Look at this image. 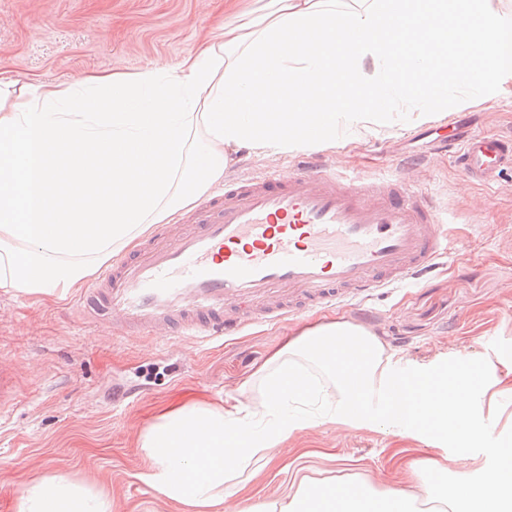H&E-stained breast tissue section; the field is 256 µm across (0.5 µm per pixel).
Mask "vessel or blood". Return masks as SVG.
<instances>
[{
  "instance_id": "obj_1",
  "label": "vessel or blood",
  "mask_w": 512,
  "mask_h": 512,
  "mask_svg": "<svg viewBox=\"0 0 512 512\" xmlns=\"http://www.w3.org/2000/svg\"><path fill=\"white\" fill-rule=\"evenodd\" d=\"M442 152L471 179L512 169V136L469 131ZM457 250L432 197L404 178H341L319 155L281 178L226 180L182 223L88 282L82 319L121 335L211 343L258 321L367 298L435 269Z\"/></svg>"
}]
</instances>
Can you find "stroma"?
Masks as SVG:
<instances>
[{
	"label": "stroma",
	"mask_w": 512,
	"mask_h": 512,
	"mask_svg": "<svg viewBox=\"0 0 512 512\" xmlns=\"http://www.w3.org/2000/svg\"><path fill=\"white\" fill-rule=\"evenodd\" d=\"M252 2L0 0V70L54 83L99 71L136 74L159 61L174 65ZM409 114L399 108L372 134L340 132L321 155L337 171L402 176L433 196L459 250L425 279L285 325H251L205 348L153 335L123 340L106 322L87 326L77 289L40 303L0 288V368L12 373L17 390L13 409L0 414V512H16L24 487L51 475L108 493L112 512H181L139 478L143 435L187 405L216 409L230 398L260 407L266 388L259 371L272 354L303 329L334 321L375 333L389 349L392 374L474 370L471 409L493 425L496 447L512 448V398H492L500 384H512V170L486 187L453 158L429 150L431 140L470 129L512 134V91L483 100L462 85L449 95L442 119L419 123ZM298 159L295 152L258 156L242 148L224 174L274 170L285 178ZM136 385L147 388L140 399L113 405L114 388ZM288 426L287 441L235 502L275 501L304 475L355 476L387 493L411 487L424 465L476 482L495 465L484 439L405 431L385 419L329 422L315 408L293 404Z\"/></svg>",
	"instance_id": "35a3bbf8"
}]
</instances>
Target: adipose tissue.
Instances as JSON below:
<instances>
[{
  "label": "adipose tissue",
  "instance_id": "obj_1",
  "mask_svg": "<svg viewBox=\"0 0 512 512\" xmlns=\"http://www.w3.org/2000/svg\"><path fill=\"white\" fill-rule=\"evenodd\" d=\"M343 18L346 38L330 26ZM472 81L483 99L512 84V17L488 0H266L259 17L220 26L174 66L77 82L23 83L0 70V288L65 296L114 252L144 236L224 180L237 148L291 153L336 142L339 130L388 125L392 104L414 105L418 122L447 111L450 86ZM284 83L285 94L257 95ZM323 125L318 141L304 138ZM341 343L329 353L317 344ZM390 356L376 335L349 322L288 339L263 368L282 393L265 419L236 404L185 407L143 437L141 480L160 496L212 512L239 493L251 468L288 437V404L319 403L313 370L332 375L329 421L381 397L396 420L449 438L480 435L471 377H411L389 394ZM175 455L160 457L157 442ZM419 493L378 494L363 481L302 478L272 506L242 512H423L440 484L450 512H512V448L480 484L446 483L440 468L415 471ZM17 512H112L103 491L63 475L31 482Z\"/></svg>",
  "mask_w": 512,
  "mask_h": 512
}]
</instances>
